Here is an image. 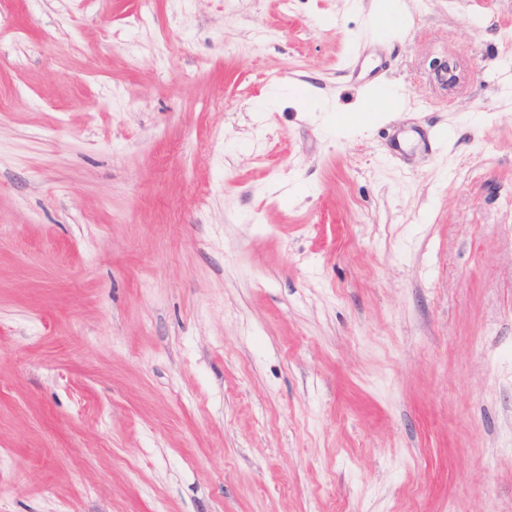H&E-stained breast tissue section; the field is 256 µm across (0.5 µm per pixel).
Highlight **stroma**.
Wrapping results in <instances>:
<instances>
[{
    "mask_svg": "<svg viewBox=\"0 0 512 512\" xmlns=\"http://www.w3.org/2000/svg\"><path fill=\"white\" fill-rule=\"evenodd\" d=\"M139 2L0 0V512H512V0ZM386 2L378 1L375 11L371 20L378 24L384 22L389 26H396L402 20L401 7L399 1L396 0H382ZM391 1V2H390ZM381 2V3H380Z\"/></svg>",
    "mask_w": 512,
    "mask_h": 512,
    "instance_id": "obj_1",
    "label": "stroma"
}]
</instances>
